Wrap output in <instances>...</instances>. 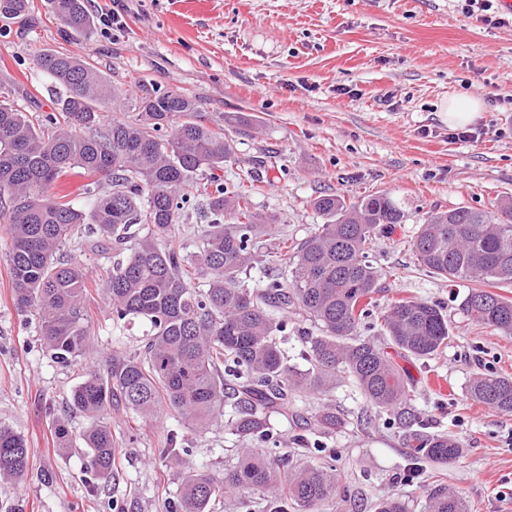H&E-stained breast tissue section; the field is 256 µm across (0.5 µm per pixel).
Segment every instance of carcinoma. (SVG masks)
Returning <instances> with one entry per match:
<instances>
[{"label": "carcinoma", "mask_w": 512, "mask_h": 512, "mask_svg": "<svg viewBox=\"0 0 512 512\" xmlns=\"http://www.w3.org/2000/svg\"><path fill=\"white\" fill-rule=\"evenodd\" d=\"M70 32L85 36L93 21L83 0H46ZM30 0H0V20L24 16ZM36 67L64 89L37 118L0 99V199L8 210L7 272L14 306L40 317L44 354L68 368L88 350L83 265L61 257L72 241L114 250L100 291L117 326L145 328L142 349L112 353L73 389L70 409L92 420L81 435L87 468L113 477L116 440L101 418L123 408L144 419L177 414L203 427L222 412L236 436L238 463L219 478L187 472L174 512H208L231 490L242 498L263 492L275 512H320L346 487L328 446L344 425L336 408L307 415L295 406L308 392H330L343 379L367 406L393 417L416 458L437 464L462 454L460 442L434 433L413 406L408 371L391 352L430 359L448 346L451 329L439 304L417 297L390 300L379 309L378 337L358 333L377 307L381 272L369 260L377 233L407 215L386 192L356 201L326 194L312 201L325 219L297 242L283 237L274 254L256 245L271 235L272 218L252 211L246 192L224 188L215 171L231 158L224 127L212 124L197 100L180 90H150L137 81L112 88L86 59L57 50L36 57ZM128 113L103 124L107 102ZM71 173L87 178L86 205L49 194ZM205 202L210 215L197 245L187 252L177 226L189 203ZM418 264L450 282L472 284L462 301L473 322L512 335V297L494 292L512 285V202L495 212L460 206L429 212L412 242ZM281 276L259 288L245 274L262 264ZM294 314L315 324L310 333L288 322ZM297 330L306 365L286 360L281 348ZM469 398L512 413V377L494 370L474 374ZM291 417L295 444L314 452L309 464L282 472L249 448L278 447L276 420ZM24 437L0 422V478L20 481L28 472ZM428 512H468L465 500L443 482L427 488Z\"/></svg>", "instance_id": "1"}]
</instances>
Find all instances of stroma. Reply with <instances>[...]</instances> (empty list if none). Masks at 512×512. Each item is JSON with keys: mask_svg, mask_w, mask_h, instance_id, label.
Wrapping results in <instances>:
<instances>
[{"mask_svg": "<svg viewBox=\"0 0 512 512\" xmlns=\"http://www.w3.org/2000/svg\"><path fill=\"white\" fill-rule=\"evenodd\" d=\"M32 2L27 17L0 21V84L11 88L15 105L46 112L61 94L35 64L46 48L92 59L111 84L140 78L185 90L210 118L225 122L234 149L219 173L225 187L253 171L255 211L278 218L262 251L279 236L313 233L321 218L311 202L323 192L351 201L387 192L405 209V223L375 239L371 258L383 271L377 301L416 296L444 307L454 327L447 347L405 366L431 430L453 434L463 453L442 468L424 464L421 477L406 482L411 449L352 383L300 398L299 407L327 403L347 415L332 442L347 494L322 512H374L391 496L425 512L423 487L437 474L470 512H512V414L465 392L470 377L485 369L512 375V336L469 320L461 310L467 286L423 270L409 247L429 211H491L512 198V26L465 17L455 0H200L193 7L184 0H84L95 16L115 10L121 26L74 40L47 13L45 0ZM490 92L502 104H487ZM456 95L482 102L469 140L452 138L439 116L442 101ZM235 115L248 116V125L232 124ZM7 244L0 222V421L25 438L31 460L22 481H0V512H167L187 470L223 475L237 442L220 417L199 428L112 410L104 420L119 453L107 482L86 470V448L76 438L89 424L83 415L71 414L75 438L58 448L50 434L54 416L86 367L137 350L143 330L114 325L96 290L108 258L76 250L91 290L92 352L76 367L53 364L36 315L17 311L11 300ZM172 429L186 450L178 464L159 454Z\"/></svg>", "mask_w": 512, "mask_h": 512, "instance_id": "stroma-1", "label": "stroma"}]
</instances>
